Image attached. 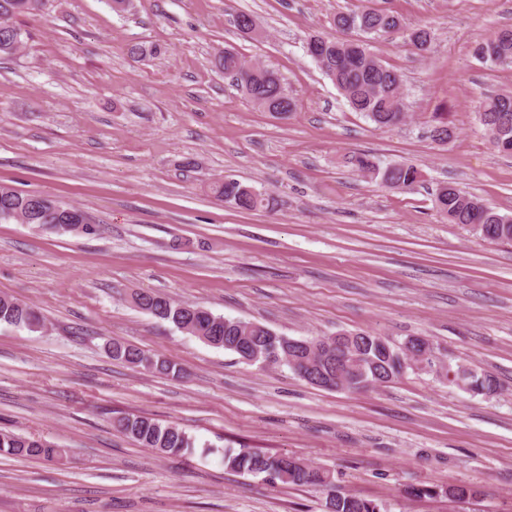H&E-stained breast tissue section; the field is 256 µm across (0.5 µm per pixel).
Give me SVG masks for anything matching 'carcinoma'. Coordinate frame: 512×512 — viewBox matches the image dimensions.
<instances>
[{"mask_svg": "<svg viewBox=\"0 0 512 512\" xmlns=\"http://www.w3.org/2000/svg\"><path fill=\"white\" fill-rule=\"evenodd\" d=\"M44 2L0 0V60L14 57L27 38V33L17 24V18L41 11ZM331 26L343 37L313 34L307 38V42L317 43V56L313 60L321 71L333 82L351 109L361 113L377 128L404 122L407 118L404 74L376 57L369 49V42L375 38L399 35L423 55L433 42L431 30L426 26L408 30L401 17L387 9L339 12L331 18ZM475 57L490 67L512 66V26L499 28L491 39L477 44ZM218 64L224 69V75L259 109L265 112L275 110L277 118L282 120L288 119L295 111L296 103L276 71L230 49L219 55ZM477 119L491 146L500 154L512 156V93L488 96L479 106ZM455 134L456 128L448 121V113H435L434 124L430 128L431 139L443 143ZM346 163L363 175L380 178L383 185L392 189L411 190L420 178L419 170L412 165L383 166L364 153L346 157ZM212 191L244 210H268L274 202L271 195L228 177L224 182L213 185ZM434 201L449 223L467 227L481 241L512 243V215L500 213L451 183L435 189ZM75 210V206L0 185V223L71 224V212ZM134 301L183 333L215 348L236 354L238 346L247 338L257 350L248 364L261 369L286 367L303 381L306 376L314 374L325 385L336 377L345 360L355 362L343 376V387L351 392L381 386L401 374L399 347L370 332L347 333L346 344L337 348L338 355L331 363L322 360L316 352L295 344V338L278 334L258 322L215 315L204 307L176 303L155 292L137 294ZM0 323L32 330L42 326L43 318L32 307L0 296ZM107 352L114 361L142 367L152 373L166 376L183 374V369L176 363L152 357L138 346L117 339L109 343ZM451 372L455 374L453 379L449 378ZM460 377L470 385L474 395L492 394L500 386L494 374L473 370L463 363L448 364L441 380L454 386ZM113 426L140 446L163 454L187 455L196 448L195 438L184 429L147 416L118 417L113 420ZM206 452L220 453L224 468L233 472L263 475L283 485L327 490L325 512H386L380 502L337 489L330 471L313 467L299 457L269 454L244 446L222 450L208 446ZM0 454L57 461L63 457V449L44 438L0 430Z\"/></svg>", "mask_w": 512, "mask_h": 512, "instance_id": "carcinoma-1", "label": "carcinoma"}]
</instances>
